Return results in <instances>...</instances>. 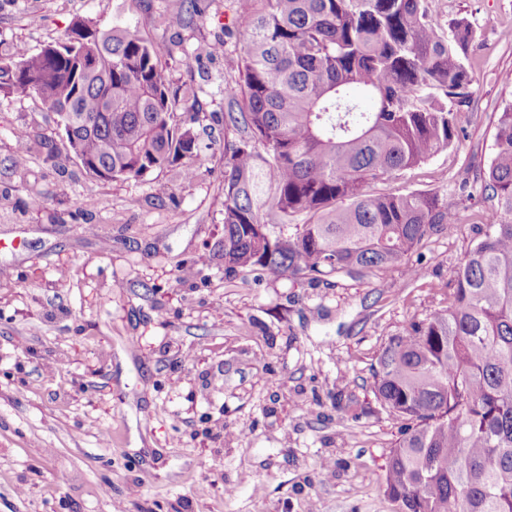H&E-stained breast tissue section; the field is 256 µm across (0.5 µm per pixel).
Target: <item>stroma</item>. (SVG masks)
I'll use <instances>...</instances> for the list:
<instances>
[{
	"label": "stroma",
	"mask_w": 512,
	"mask_h": 512,
	"mask_svg": "<svg viewBox=\"0 0 512 512\" xmlns=\"http://www.w3.org/2000/svg\"><path fill=\"white\" fill-rule=\"evenodd\" d=\"M192 2L194 24L170 27ZM242 6L0 0L3 55L80 22L161 47L194 91L175 110L196 114L202 150L190 181L173 168L100 181L40 101L0 97V512L396 510L382 483L400 423L371 368L388 336L447 305L485 208L479 176L512 100V0H439L440 28L464 16L476 30L461 142L369 186L439 192L459 224L412 255L416 280L396 267L327 285L224 273V88L240 57L208 48Z\"/></svg>",
	"instance_id": "35a3bbf8"
}]
</instances>
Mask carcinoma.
<instances>
[{
  "instance_id": "carcinoma-1",
  "label": "carcinoma",
  "mask_w": 512,
  "mask_h": 512,
  "mask_svg": "<svg viewBox=\"0 0 512 512\" xmlns=\"http://www.w3.org/2000/svg\"><path fill=\"white\" fill-rule=\"evenodd\" d=\"M224 113V274L379 276L458 223L436 192L371 193L456 145L474 30L440 35L431 0H244ZM161 48L127 27L71 30L0 55V95L37 98L90 176L137 178L197 157ZM371 102L362 107L361 99ZM492 202L448 305L388 337L373 390L402 437L384 494L398 512H512V103L481 175ZM295 226L283 237L276 226Z\"/></svg>"
}]
</instances>
